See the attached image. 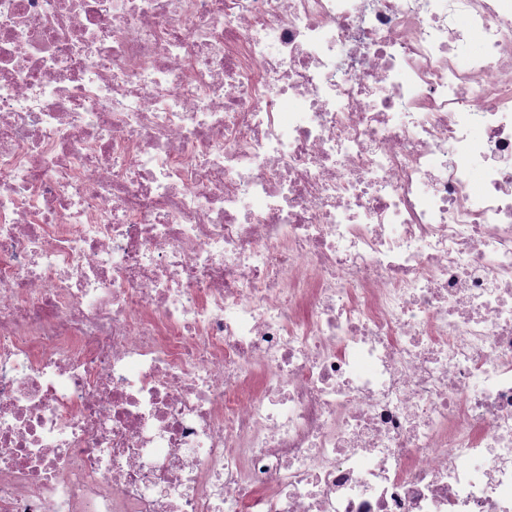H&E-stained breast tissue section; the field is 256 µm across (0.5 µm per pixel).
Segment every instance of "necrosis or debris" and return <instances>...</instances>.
<instances>
[{
	"instance_id": "obj_1",
	"label": "necrosis or debris",
	"mask_w": 512,
	"mask_h": 512,
	"mask_svg": "<svg viewBox=\"0 0 512 512\" xmlns=\"http://www.w3.org/2000/svg\"><path fill=\"white\" fill-rule=\"evenodd\" d=\"M0 512H512V0H0Z\"/></svg>"
}]
</instances>
